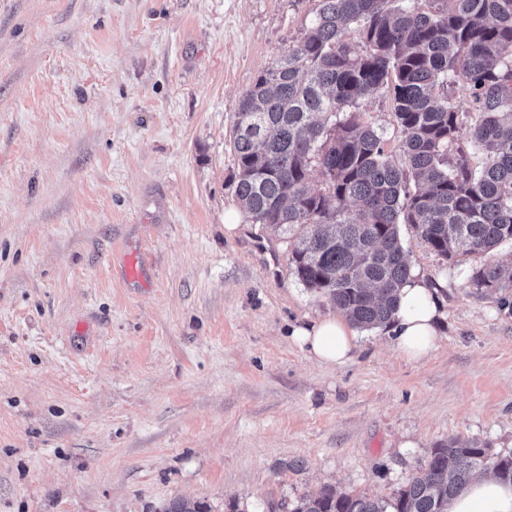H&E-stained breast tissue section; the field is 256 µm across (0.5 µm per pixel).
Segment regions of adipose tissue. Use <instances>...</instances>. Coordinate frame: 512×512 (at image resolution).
<instances>
[{"instance_id":"ef3b65f1","label":"adipose tissue","mask_w":512,"mask_h":512,"mask_svg":"<svg viewBox=\"0 0 512 512\" xmlns=\"http://www.w3.org/2000/svg\"><path fill=\"white\" fill-rule=\"evenodd\" d=\"M441 317L433 290L424 280L411 278L400 290V309L391 328L397 352L410 361L431 356L437 348ZM292 336L316 363L325 366L346 365L358 350L355 331L337 315L295 327ZM447 512H512V484L492 476L473 478L449 498Z\"/></svg>"}]
</instances>
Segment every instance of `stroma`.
I'll return each instance as SVG.
<instances>
[{"mask_svg":"<svg viewBox=\"0 0 512 512\" xmlns=\"http://www.w3.org/2000/svg\"><path fill=\"white\" fill-rule=\"evenodd\" d=\"M318 0H0V512H282L327 485L392 501L455 439L512 452V293L401 226L437 350L335 314L239 211L234 104ZM143 261L127 282L123 258Z\"/></svg>","mask_w":512,"mask_h":512,"instance_id":"stroma-1","label":"stroma"}]
</instances>
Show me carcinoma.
<instances>
[{"label": "carcinoma", "instance_id": "1", "mask_svg": "<svg viewBox=\"0 0 512 512\" xmlns=\"http://www.w3.org/2000/svg\"><path fill=\"white\" fill-rule=\"evenodd\" d=\"M459 83L474 107L466 147L456 145L461 118L451 101ZM381 86L400 162L360 111ZM234 112L241 209L287 236L292 274L352 325L385 327L398 310L412 274L402 224L447 261L473 259L475 287L512 292V265L486 260L512 244V0H319L301 41L256 77ZM486 471L512 482V453L450 439L391 503L327 487L289 512H447L448 498ZM165 512L209 509L176 499Z\"/></svg>", "mask_w": 512, "mask_h": 512}]
</instances>
